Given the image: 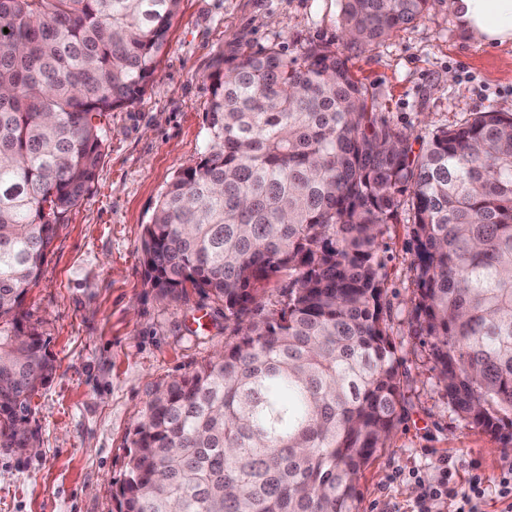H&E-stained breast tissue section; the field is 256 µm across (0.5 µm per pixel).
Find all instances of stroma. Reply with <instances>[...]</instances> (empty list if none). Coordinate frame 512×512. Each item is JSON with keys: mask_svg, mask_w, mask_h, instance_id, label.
<instances>
[{"mask_svg": "<svg viewBox=\"0 0 512 512\" xmlns=\"http://www.w3.org/2000/svg\"><path fill=\"white\" fill-rule=\"evenodd\" d=\"M341 0H182L157 76L134 104L107 113L103 161L66 215L23 309L48 340L57 370L32 402L41 447L28 458L0 448V512H112L126 448L154 384L223 351L224 307L188 291L161 302L145 282L143 233L171 179L204 152L210 73L219 55L275 46L342 52L380 112L421 145L475 113H512V46L487 48L461 29L450 0L384 41L347 47ZM411 212L401 205L382 237L384 317L407 404L360 480V512H418L450 468L487 479L482 512H505L497 482L512 453L450 408L416 335L411 300Z\"/></svg>", "mask_w": 512, "mask_h": 512, "instance_id": "stroma-1", "label": "stroma"}]
</instances>
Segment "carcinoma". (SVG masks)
<instances>
[{
	"instance_id": "carcinoma-1",
	"label": "carcinoma",
	"mask_w": 512,
	"mask_h": 512,
	"mask_svg": "<svg viewBox=\"0 0 512 512\" xmlns=\"http://www.w3.org/2000/svg\"><path fill=\"white\" fill-rule=\"evenodd\" d=\"M179 6L0 0L1 448L38 447L31 401L56 370L25 297L96 177L101 117L155 79ZM427 6L341 0V26L372 46ZM210 80L209 144L144 228L145 276L164 302L190 286L223 303L233 341L154 385L115 512H358L405 410L379 255L404 196L418 334L453 411L512 448V114L416 151L327 46L233 55Z\"/></svg>"
}]
</instances>
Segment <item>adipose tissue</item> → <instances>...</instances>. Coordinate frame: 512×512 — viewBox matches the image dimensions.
<instances>
[{"mask_svg": "<svg viewBox=\"0 0 512 512\" xmlns=\"http://www.w3.org/2000/svg\"><path fill=\"white\" fill-rule=\"evenodd\" d=\"M466 34L481 45L512 43V0H454Z\"/></svg>", "mask_w": 512, "mask_h": 512, "instance_id": "1", "label": "adipose tissue"}]
</instances>
